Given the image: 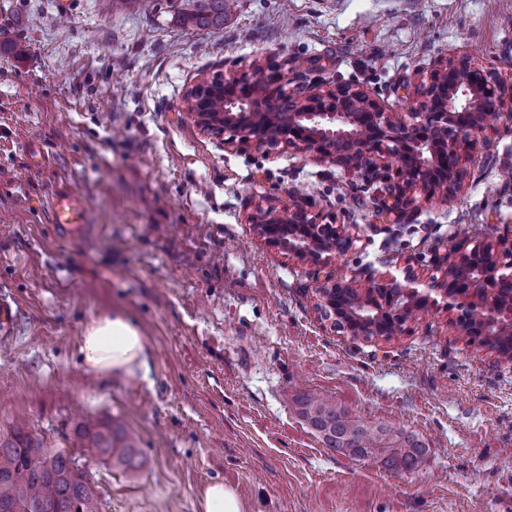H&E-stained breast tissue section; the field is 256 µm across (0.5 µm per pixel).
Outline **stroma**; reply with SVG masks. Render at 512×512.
Wrapping results in <instances>:
<instances>
[{"label": "stroma", "instance_id": "1", "mask_svg": "<svg viewBox=\"0 0 512 512\" xmlns=\"http://www.w3.org/2000/svg\"><path fill=\"white\" fill-rule=\"evenodd\" d=\"M224 22L184 25L178 0H0V431L26 424L95 484L101 512H201L221 482L244 512H512V360L432 311L389 341L324 326V278L259 241L257 209L303 198L343 225L327 269L364 288L389 272L442 280L444 262L512 231V130L466 164L461 189L404 216L375 182L295 149L224 145L184 95L223 73L351 84L406 116L444 58L512 83V0H226ZM36 141L46 162L33 167ZM82 199L85 236L42 207ZM123 309L147 370L85 372L79 340ZM314 392L373 425L417 433L419 470L326 448L295 400ZM108 419L143 464L113 467L75 437Z\"/></svg>", "mask_w": 512, "mask_h": 512}]
</instances>
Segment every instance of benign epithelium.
I'll return each instance as SVG.
<instances>
[{
    "mask_svg": "<svg viewBox=\"0 0 512 512\" xmlns=\"http://www.w3.org/2000/svg\"><path fill=\"white\" fill-rule=\"evenodd\" d=\"M221 90L224 111L205 112L202 102ZM283 77L275 72L254 82L205 78L185 94L187 114L205 133L232 144H285L313 158L329 159L349 172H368L381 185L384 199L403 211L446 190L461 188L465 162L492 145L490 128L512 126V84L465 58L447 60L423 86V101L404 122L363 90L352 85L292 87L294 107L279 112ZM264 245L284 251L313 267L332 257L325 241L345 236L297 201L281 210L257 209L249 217ZM507 265L491 243L474 246L448 263L445 279L420 287L411 273L383 277L370 288L344 278H327L317 310L330 329L351 337L398 335L415 309H445L450 325L465 336L493 339L512 336V294H499Z\"/></svg>",
    "mask_w": 512,
    "mask_h": 512,
    "instance_id": "benign-epithelium-1",
    "label": "benign epithelium"
}]
</instances>
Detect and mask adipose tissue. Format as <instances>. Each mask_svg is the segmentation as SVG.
<instances>
[{"mask_svg": "<svg viewBox=\"0 0 512 512\" xmlns=\"http://www.w3.org/2000/svg\"><path fill=\"white\" fill-rule=\"evenodd\" d=\"M79 352L83 368L95 376L131 375L146 367L149 358L146 337L120 309L99 314L86 324Z\"/></svg>", "mask_w": 512, "mask_h": 512, "instance_id": "ef3b65f1", "label": "adipose tissue"}]
</instances>
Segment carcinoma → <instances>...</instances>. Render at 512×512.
Returning <instances> with one entry per match:
<instances>
[{"label": "carcinoma", "instance_id": "obj_1", "mask_svg": "<svg viewBox=\"0 0 512 512\" xmlns=\"http://www.w3.org/2000/svg\"><path fill=\"white\" fill-rule=\"evenodd\" d=\"M180 13L185 24L196 28L220 25L224 23V0H181ZM296 410L325 447L360 459L377 455L391 471L418 469L428 452L417 436L363 424L314 393L299 397ZM75 435L84 447L96 449L115 466L133 471L142 465L134 440L110 421L80 422ZM40 506L50 512H100L95 488L75 467L71 455L44 447L16 426L0 433V512H39Z\"/></svg>", "mask_w": 512, "mask_h": 512}]
</instances>
